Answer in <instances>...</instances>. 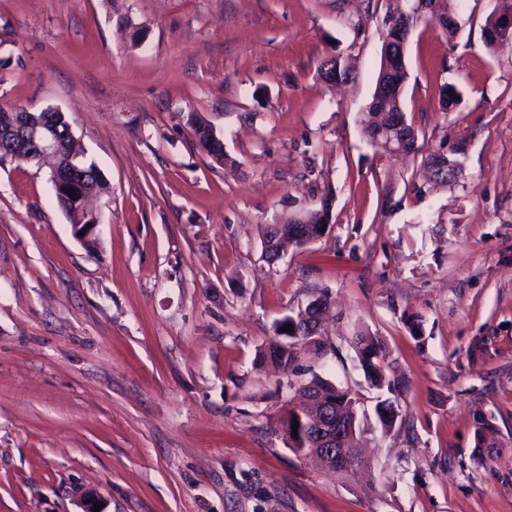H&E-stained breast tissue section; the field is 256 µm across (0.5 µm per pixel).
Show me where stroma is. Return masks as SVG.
<instances>
[{
    "mask_svg": "<svg viewBox=\"0 0 512 512\" xmlns=\"http://www.w3.org/2000/svg\"><path fill=\"white\" fill-rule=\"evenodd\" d=\"M405 3L0 0V109H62L109 183L89 249L48 169L0 162V512H82L77 487L105 512H512V49L485 44L495 0H454L452 38L414 23L416 148L383 154L361 119ZM333 57L338 88L319 75ZM438 153L456 181L428 180ZM327 193L323 237L267 264L263 225ZM316 296L319 345L285 373L256 365ZM363 331L403 382L387 433ZM315 376L361 399L368 470L289 449ZM480 414L499 445L478 455Z\"/></svg>",
    "mask_w": 512,
    "mask_h": 512,
    "instance_id": "1",
    "label": "stroma"
}]
</instances>
